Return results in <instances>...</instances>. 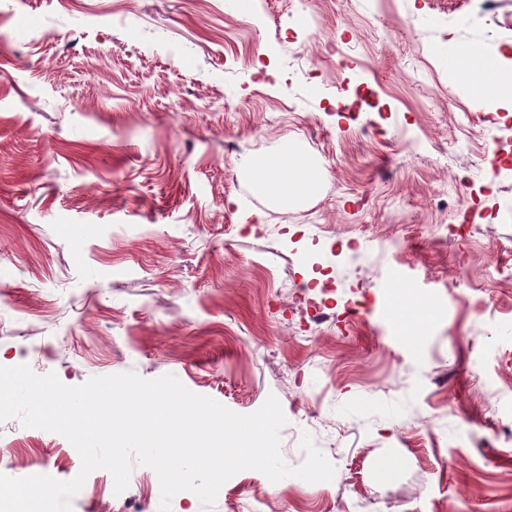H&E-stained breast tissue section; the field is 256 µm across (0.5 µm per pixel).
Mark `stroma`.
I'll return each mask as SVG.
<instances>
[{"instance_id":"stroma-1","label":"stroma","mask_w":512,"mask_h":512,"mask_svg":"<svg viewBox=\"0 0 512 512\" xmlns=\"http://www.w3.org/2000/svg\"><path fill=\"white\" fill-rule=\"evenodd\" d=\"M0 365L68 386L171 374L279 401L332 481L244 470L212 510L512 512V0H0ZM461 54H437L440 46ZM290 152L313 188L259 164ZM466 177L468 200L452 185ZM330 320L314 326L306 303ZM67 481L60 434L0 423V470ZM92 472L72 512H160ZM288 166H290L288 158L278 157L266 162L260 172L263 184L278 194L288 193L290 182H288V180H282L279 177L281 170L288 172Z\"/></svg>"}]
</instances>
